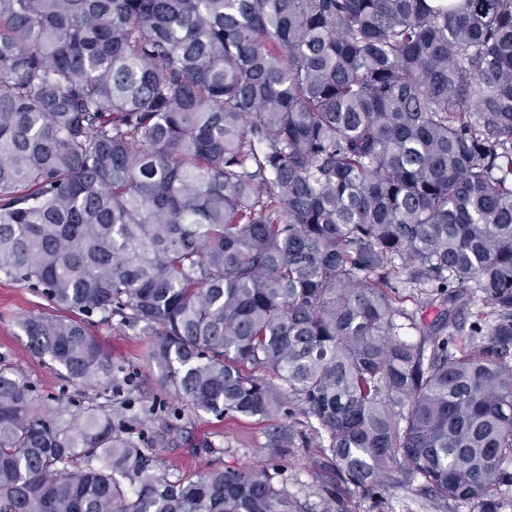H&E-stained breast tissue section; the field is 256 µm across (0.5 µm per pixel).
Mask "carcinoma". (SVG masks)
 Here are the masks:
<instances>
[{
  "instance_id": "cac0c4a2",
  "label": "carcinoma",
  "mask_w": 512,
  "mask_h": 512,
  "mask_svg": "<svg viewBox=\"0 0 512 512\" xmlns=\"http://www.w3.org/2000/svg\"><path fill=\"white\" fill-rule=\"evenodd\" d=\"M437 310L400 335L392 276ZM55 310L0 357V512H313L280 464L158 472L135 375L275 417L366 496L512 492V0H0V277ZM475 321L465 328L462 316ZM39 313L73 316L53 310L49 302L33 289L0 278V356L11 359L36 386L40 395L67 399L79 388L67 385L47 357L41 359L30 353L27 338L19 324L25 317ZM104 348L112 354V359L124 364L132 371L137 381L136 397L146 406L155 400L164 399L170 406L176 407L158 382V372L148 358L150 336L144 334L141 325L121 321L119 317L112 322L92 326Z\"/></svg>"
}]
</instances>
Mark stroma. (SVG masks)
<instances>
[{
  "label": "stroma",
  "instance_id": "1",
  "mask_svg": "<svg viewBox=\"0 0 512 512\" xmlns=\"http://www.w3.org/2000/svg\"><path fill=\"white\" fill-rule=\"evenodd\" d=\"M50 310L49 302L38 292L0 278V356L11 359L40 395L65 399L75 395V387L67 385L49 359L30 353L20 327L25 317ZM93 331L113 360L134 373L140 402L149 405L165 398L166 392L157 379L158 372L148 358L150 338L139 325L116 317L111 323L94 325ZM288 422L285 415L269 420L219 419L204 412L185 410L173 414L166 411L132 424L130 435L147 437L160 471L169 479H194L215 465L239 467L268 463L271 459L268 437L274 428ZM281 462L286 467L289 492L310 504H319L318 488L337 485L335 473L324 466L317 449H282ZM337 487L338 498L348 512H441L414 487H393L381 497L371 499L363 497L353 487Z\"/></svg>",
  "mask_w": 512,
  "mask_h": 512
}]
</instances>
